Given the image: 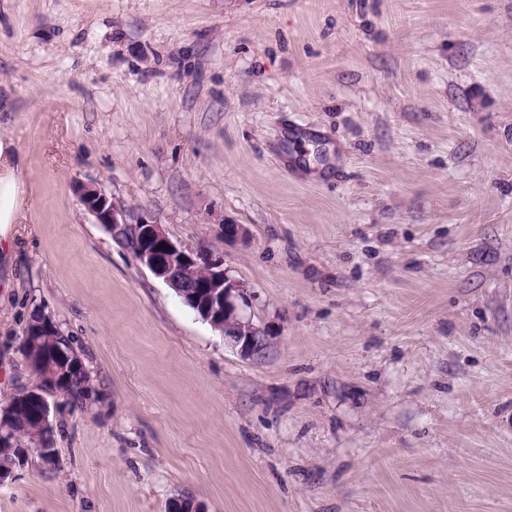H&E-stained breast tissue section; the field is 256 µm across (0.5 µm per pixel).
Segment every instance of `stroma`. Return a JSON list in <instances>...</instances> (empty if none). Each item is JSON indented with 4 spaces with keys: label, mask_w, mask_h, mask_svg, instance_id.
<instances>
[{
    "label": "stroma",
    "mask_w": 512,
    "mask_h": 512,
    "mask_svg": "<svg viewBox=\"0 0 512 512\" xmlns=\"http://www.w3.org/2000/svg\"><path fill=\"white\" fill-rule=\"evenodd\" d=\"M0 136V396L38 311L95 388L0 512H512V0H0ZM80 183L223 258L266 350ZM13 141L0 138V235L13 224L19 205L18 162ZM76 195L97 224H103L140 265L173 288L186 304H192L193 310L203 320L224 334V340L232 348L245 357L258 355L264 349L267 344L266 332L254 327L240 312L248 290L224 269L223 258L192 250L173 240L163 226L147 213L129 222L125 212L99 186L81 184ZM125 237L139 240L135 253V240ZM159 244H162L161 248H157ZM199 270L204 271L205 277L196 280L194 274ZM186 288H206L209 296L200 304L194 300L188 301L186 297H192L193 291L188 293L183 290Z\"/></svg>",
    "instance_id": "1"
}]
</instances>
